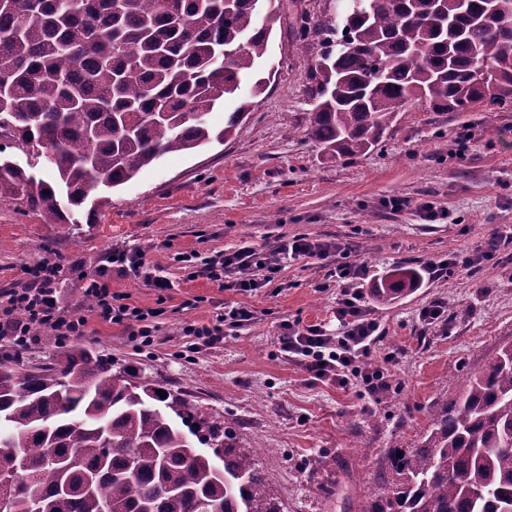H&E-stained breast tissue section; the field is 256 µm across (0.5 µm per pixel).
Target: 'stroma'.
<instances>
[{
    "label": "stroma",
    "instance_id": "1",
    "mask_svg": "<svg viewBox=\"0 0 512 512\" xmlns=\"http://www.w3.org/2000/svg\"><path fill=\"white\" fill-rule=\"evenodd\" d=\"M276 2L287 20L268 47L277 74L232 135L165 155L70 234L0 202V289L26 281L25 267L44 255H57L60 305L88 320L79 346L161 382L207 420L234 419L237 446L257 453L282 512H364L390 479L388 450L417 446L433 406L452 399L462 380L512 342V249L393 299L368 297L383 329L369 358L394 356L388 387L375 396L315 380L280 352L283 322L321 324L331 333L338 327L339 291L320 260H289L279 287L241 293L191 272L178 257L301 234L349 246L350 260L365 263L375 279L475 253L493 230L512 227V106L436 112L409 105L377 147L333 159L305 135L314 107L312 41L291 24L333 20L336 0ZM396 197L407 206L391 208ZM421 202L443 210L444 219L426 221ZM116 248L144 251L171 283L160 292L132 273L109 275L112 290L135 305L162 307L148 350H136L122 326L96 318L82 294L83 274ZM435 301L444 304L442 321L422 326L420 310ZM239 305L254 310L255 320L225 326L223 343L194 361L176 358L186 324L212 323Z\"/></svg>",
    "mask_w": 512,
    "mask_h": 512
}]
</instances>
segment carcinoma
<instances>
[{"instance_id": "carcinoma-1", "label": "carcinoma", "mask_w": 512, "mask_h": 512, "mask_svg": "<svg viewBox=\"0 0 512 512\" xmlns=\"http://www.w3.org/2000/svg\"><path fill=\"white\" fill-rule=\"evenodd\" d=\"M275 0H4L0 202L65 230L90 192L168 153L221 143L275 70ZM492 0H347L316 42L308 137L334 157L376 147L412 102L464 112L512 103V13ZM237 98L224 129L205 116ZM48 143L28 167L6 150ZM50 178L30 169L38 164ZM406 269L375 293L416 287ZM112 372L81 346L50 367L0 361V512H279L262 468L158 382ZM415 448L387 453L395 482L367 512H512V343L434 406ZM212 447L200 451L194 441Z\"/></svg>"}]
</instances>
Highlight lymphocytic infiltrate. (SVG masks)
I'll use <instances>...</instances> for the list:
<instances>
[{
    "instance_id": "lymphocytic-infiltrate-1",
    "label": "lymphocytic infiltrate",
    "mask_w": 512,
    "mask_h": 512,
    "mask_svg": "<svg viewBox=\"0 0 512 512\" xmlns=\"http://www.w3.org/2000/svg\"><path fill=\"white\" fill-rule=\"evenodd\" d=\"M512 244V230L493 232L486 249L463 260L442 259L430 263L429 277L439 278L453 273L457 266L475 270L492 260L503 246ZM346 248L338 243L295 236L269 248H258L243 243L236 250L205 256L202 269L208 279L221 288L248 292L273 284L293 257L334 258L328 275L334 278L340 290L336 303V319L341 326L337 334H330L322 325H305L301 321L282 325L281 351L287 360L305 367L313 378L341 387L362 386L366 392L379 393L386 389V369L382 364L367 361L373 344L381 337L380 326L372 318L365 301L363 283L368 277L365 264L347 259ZM63 266L55 258L42 257L27 267L29 280L18 288L0 289V340L7 341L15 352L30 349L36 331H43L64 343L84 336L87 320L76 311H67L58 303V282ZM85 297L94 299V311L105 322L124 326L129 339L137 348L152 346L155 341L156 308H141L128 303L126 295L113 292L106 268L86 276ZM254 311L247 307H232L218 314L210 325H188L184 335L190 336L188 352H197L199 346H213L224 340L225 324L239 325L251 321Z\"/></svg>"
}]
</instances>
